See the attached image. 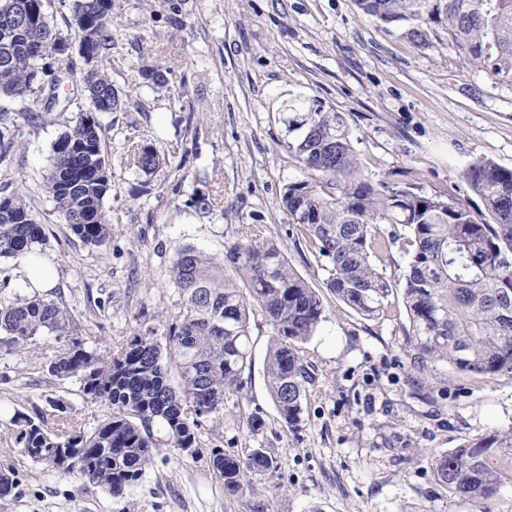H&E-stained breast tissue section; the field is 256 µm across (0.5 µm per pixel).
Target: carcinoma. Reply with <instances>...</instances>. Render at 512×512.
Segmentation results:
<instances>
[{
  "label": "carcinoma",
  "mask_w": 512,
  "mask_h": 512,
  "mask_svg": "<svg viewBox=\"0 0 512 512\" xmlns=\"http://www.w3.org/2000/svg\"><path fill=\"white\" fill-rule=\"evenodd\" d=\"M47 0H0V96L24 102L45 100L43 111L68 122L52 146L39 189L54 202L70 233L83 244L103 247L111 237L104 201L111 190V161L102 148L97 115L121 110L120 91L109 73L115 46L114 0H61L71 19L82 21L89 44L85 69L58 66L60 33L47 20ZM361 12L403 31L414 46L427 48L444 35L466 64L512 80V0H356ZM141 77L156 88L166 72L144 67ZM84 97L85 110L65 117L66 85ZM288 148L309 172L288 183L281 204L289 223L304 237L327 272L326 288L364 318L384 312L393 286L375 260L391 251L394 239L382 224L409 229L413 251L401 288L411 342L407 357L422 373L442 360L468 376L512 372V169L478 159L464 172L483 200L487 216L459 203L428 195L411 184L374 181L365 175L350 140L346 119L302 99L284 105ZM14 133L0 113V165L13 147ZM124 163L149 176L161 164L158 150L128 144ZM191 204L202 213L217 205L215 195L193 190ZM45 242L42 223L18 188L0 195V257L33 253ZM179 310L168 325V345L135 336L117 350L87 345L71 313L54 300L34 295L15 301L0 297V334L24 349L42 333L68 344L48 363L58 379L74 378L84 398L112 410L91 431L52 402L45 414L12 420L15 444L34 462L60 477L77 476L114 499L142 481L154 451L203 453V424L224 406V396L243 388L252 367L250 310L268 319L274 339L264 373L284 424L303 421L306 385L311 380L301 346L323 319L321 295L267 239L262 228L245 224L238 238L214 255L187 244L177 248L169 274ZM174 367L180 385L169 383ZM159 428L161 437L154 435ZM224 492L236 496L251 474L274 469L257 449L245 457L209 449ZM512 466V429L495 431L433 461L438 481L454 495L488 499L498 494L504 470Z\"/></svg>",
  "instance_id": "cac0c4a2"
}]
</instances>
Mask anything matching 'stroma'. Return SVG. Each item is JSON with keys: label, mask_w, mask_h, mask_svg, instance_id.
Instances as JSON below:
<instances>
[{"label": "stroma", "mask_w": 512, "mask_h": 512, "mask_svg": "<svg viewBox=\"0 0 512 512\" xmlns=\"http://www.w3.org/2000/svg\"><path fill=\"white\" fill-rule=\"evenodd\" d=\"M115 12L112 79L123 109L99 116L112 162L106 248L72 236L52 202L34 191L64 125L51 113L28 123L20 110L38 111L36 100L0 98L14 122L11 180L30 192L47 239L41 255L57 274L43 297L67 308L80 335L101 348L136 334L166 344L179 303L166 285L177 248L219 254L241 225L259 224L323 298L325 317L302 346L313 380L301 427L288 430L263 373L273 329L252 311V371L202 438L228 454L262 449L275 469L250 476L245 494L230 496L208 456L161 448L143 480L116 500L60 478L15 445L13 416L51 413L50 399L63 400L88 430L108 409L84 399L76 381L47 375L64 340L44 336L15 349L1 335L0 470H11L17 485L0 499V512H512V479L493 498L473 502L441 486L432 469L449 451L512 429V373L472 377L434 361L415 381L400 296L376 319L345 308L281 207L285 185L304 177L281 112L299 97L344 114L373 179L483 211L463 173L483 158L512 168V81L462 65L447 40L414 47L364 16L355 0H116ZM145 66L171 69L169 85L144 86ZM133 141L162 156L151 177L122 163ZM196 188L217 195L213 212L192 206ZM252 414L263 421L259 430L246 426Z\"/></svg>", "instance_id": "1"}]
</instances>
